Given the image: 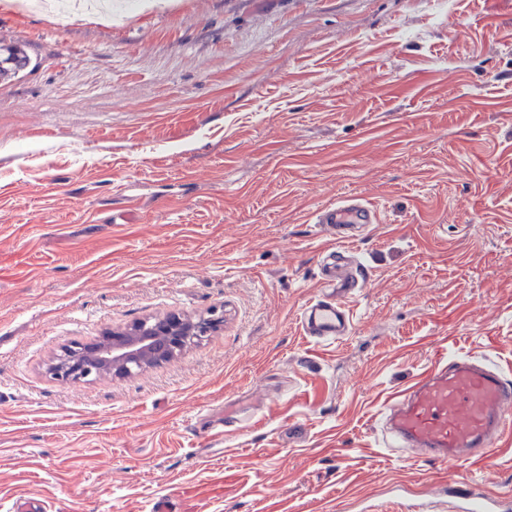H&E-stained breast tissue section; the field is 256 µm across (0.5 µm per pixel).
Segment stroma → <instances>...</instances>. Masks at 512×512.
I'll use <instances>...</instances> for the list:
<instances>
[{
  "mask_svg": "<svg viewBox=\"0 0 512 512\" xmlns=\"http://www.w3.org/2000/svg\"><path fill=\"white\" fill-rule=\"evenodd\" d=\"M34 68L0 83V512H360L403 489L512 495L485 464L389 447L436 360L512 379V0H0ZM348 197L353 330L300 312ZM224 313L174 359L64 384L62 349Z\"/></svg>",
  "mask_w": 512,
  "mask_h": 512,
  "instance_id": "35a3bbf8",
  "label": "stroma"
}]
</instances>
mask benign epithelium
<instances>
[{"instance_id":"7a95c632","label":"benign epithelium","mask_w":512,"mask_h":512,"mask_svg":"<svg viewBox=\"0 0 512 512\" xmlns=\"http://www.w3.org/2000/svg\"><path fill=\"white\" fill-rule=\"evenodd\" d=\"M223 323V315L215 310L199 317L178 313L148 317L107 330L88 343L65 347L52 373L64 383L125 377L138 366L144 370L172 360Z\"/></svg>"}]
</instances>
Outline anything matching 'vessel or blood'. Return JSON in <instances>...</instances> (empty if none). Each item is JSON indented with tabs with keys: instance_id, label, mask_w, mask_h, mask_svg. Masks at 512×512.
<instances>
[{
	"instance_id": "b4317fda",
	"label": "vessel or blood",
	"mask_w": 512,
	"mask_h": 512,
	"mask_svg": "<svg viewBox=\"0 0 512 512\" xmlns=\"http://www.w3.org/2000/svg\"><path fill=\"white\" fill-rule=\"evenodd\" d=\"M374 205L350 198L324 206L315 218L321 231L336 240L322 265L327 292L311 300L300 321L306 336L331 343L347 336L352 315L347 301L359 286L347 274L349 242L366 224L379 223ZM392 440L430 459H469L498 447L512 432V380L484 362L458 356L438 363L383 408ZM418 512H512V500L471 494L455 501L426 494Z\"/></svg>"
}]
</instances>
